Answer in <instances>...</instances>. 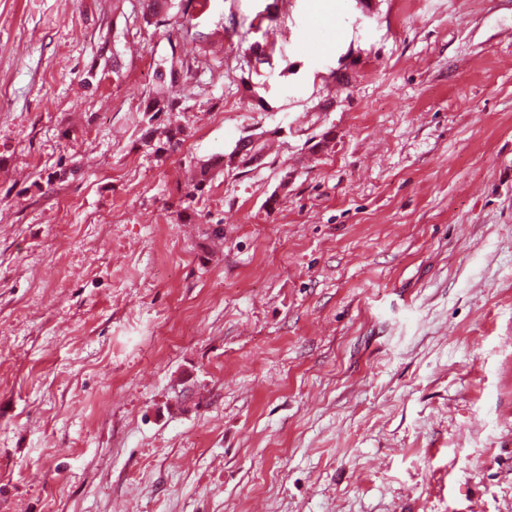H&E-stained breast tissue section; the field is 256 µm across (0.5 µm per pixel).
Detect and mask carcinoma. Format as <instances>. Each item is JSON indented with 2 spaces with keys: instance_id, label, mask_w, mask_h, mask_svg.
Wrapping results in <instances>:
<instances>
[{
  "instance_id": "cac0c4a2",
  "label": "carcinoma",
  "mask_w": 512,
  "mask_h": 512,
  "mask_svg": "<svg viewBox=\"0 0 512 512\" xmlns=\"http://www.w3.org/2000/svg\"><path fill=\"white\" fill-rule=\"evenodd\" d=\"M180 69L176 68L174 60L165 61L156 68V84L153 96L145 107L149 112L147 118L148 128L143 134L144 142L156 148L160 152H176L184 142L185 130L173 124L172 121L165 123L160 121V116L177 110L176 102L169 95V86L177 82ZM214 164L206 162L201 164L194 172L190 183V195L200 196L209 186L212 180Z\"/></svg>"
}]
</instances>
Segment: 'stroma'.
<instances>
[{
	"label": "stroma",
	"mask_w": 512,
	"mask_h": 512,
	"mask_svg": "<svg viewBox=\"0 0 512 512\" xmlns=\"http://www.w3.org/2000/svg\"><path fill=\"white\" fill-rule=\"evenodd\" d=\"M142 12L0 0V512H512V0ZM181 67L176 68L172 55L169 61L159 64L156 68L153 96L144 109V112H149L150 115L147 118L148 128L143 134L144 142L149 146H155L156 152H176L184 142L185 130L182 127L173 125L170 118L166 119L167 123H163L164 120L158 121L162 114L169 115L168 112L177 110L176 102L169 95V86L172 87L177 82Z\"/></svg>",
	"instance_id": "obj_1"
}]
</instances>
